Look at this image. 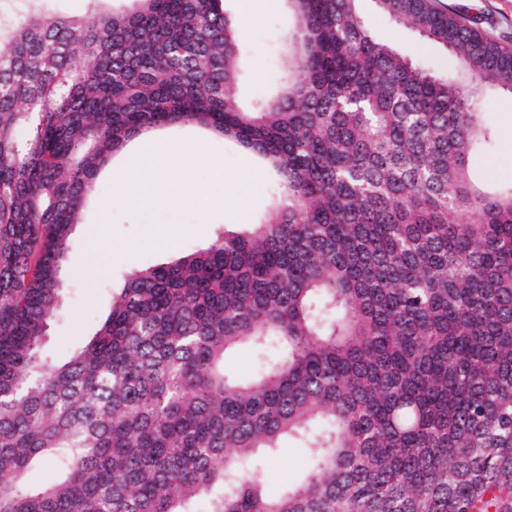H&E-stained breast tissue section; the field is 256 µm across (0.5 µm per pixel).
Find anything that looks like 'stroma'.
<instances>
[{"instance_id":"35a3bbf8","label":"stroma","mask_w":512,"mask_h":512,"mask_svg":"<svg viewBox=\"0 0 512 512\" xmlns=\"http://www.w3.org/2000/svg\"><path fill=\"white\" fill-rule=\"evenodd\" d=\"M474 18L477 27L492 36L512 41V0H433ZM132 0H0V16L18 19L30 13L83 16L132 8ZM369 28L398 50L443 71L449 57L433 45L398 26L374 8H366ZM295 26L288 0H271L270 7L254 23H243L239 40L243 50L239 97L243 104L264 98L278 87L280 60L285 51V35ZM484 118L493 133L488 151L471 159L475 176L487 186L512 182V94L501 92L489 98ZM159 136L200 143L224 168L223 179H215L209 169L196 170L194 178L223 209L204 213L184 206L166 204L156 208L148 220H141L129 208L112 204L113 184L121 175L123 156L113 153L101 167L92 192L79 215L72 238V250L63 267L67 289L61 310L48 330L43 355L61 362L70 352L82 349L98 323L112 307V295L122 287L126 275L146 264L166 265L180 257L206 248L223 231H240L255 223L272 201L276 177L255 157L235 143L197 126L159 129ZM103 236L104 273L93 274L95 252L91 244ZM307 460L300 442L283 439L268 459L263 473L268 495L277 496L299 483Z\"/></svg>"}]
</instances>
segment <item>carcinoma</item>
Masks as SVG:
<instances>
[{
	"instance_id": "obj_1",
	"label": "carcinoma",
	"mask_w": 512,
	"mask_h": 512,
	"mask_svg": "<svg viewBox=\"0 0 512 512\" xmlns=\"http://www.w3.org/2000/svg\"><path fill=\"white\" fill-rule=\"evenodd\" d=\"M134 2L0 22V512H512V184L470 170L512 44L371 0L450 54L442 73L363 0H289L278 94L246 107L224 0ZM173 124L259 156L273 204L128 273L89 343L47 362L98 171ZM241 345L268 355L248 380L226 368ZM285 436L307 473L270 497ZM364 17L373 32L391 42L401 52L436 71L448 69L449 57L446 53L398 26L387 16L378 13L370 4L364 10Z\"/></svg>"
}]
</instances>
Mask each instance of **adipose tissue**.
Masks as SVG:
<instances>
[{
	"instance_id": "ef3b65f1",
	"label": "adipose tissue",
	"mask_w": 512,
	"mask_h": 512,
	"mask_svg": "<svg viewBox=\"0 0 512 512\" xmlns=\"http://www.w3.org/2000/svg\"><path fill=\"white\" fill-rule=\"evenodd\" d=\"M140 141V150L126 159L113 188V200L143 216L164 201L203 211L215 209V202L194 182L193 173L205 166L220 179L224 168L202 146L156 138L149 133L141 135Z\"/></svg>"
}]
</instances>
